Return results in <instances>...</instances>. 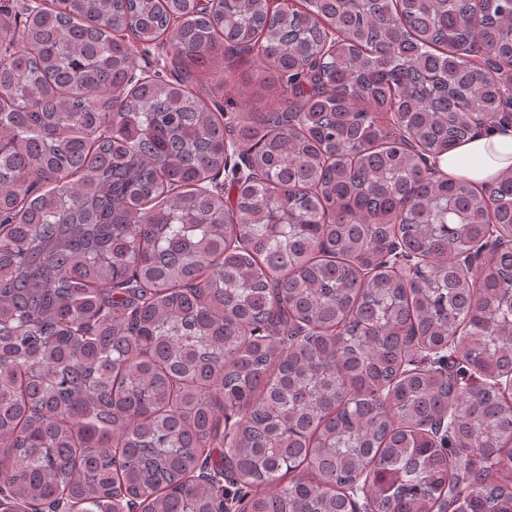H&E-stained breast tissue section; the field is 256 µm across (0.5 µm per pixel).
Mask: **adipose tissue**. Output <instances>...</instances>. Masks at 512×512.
Returning a JSON list of instances; mask_svg holds the SVG:
<instances>
[{"mask_svg":"<svg viewBox=\"0 0 512 512\" xmlns=\"http://www.w3.org/2000/svg\"><path fill=\"white\" fill-rule=\"evenodd\" d=\"M435 164L438 176L483 187L494 184L502 172L512 169V122L478 131Z\"/></svg>","mask_w":512,"mask_h":512,"instance_id":"ef3b65f1","label":"adipose tissue"}]
</instances>
